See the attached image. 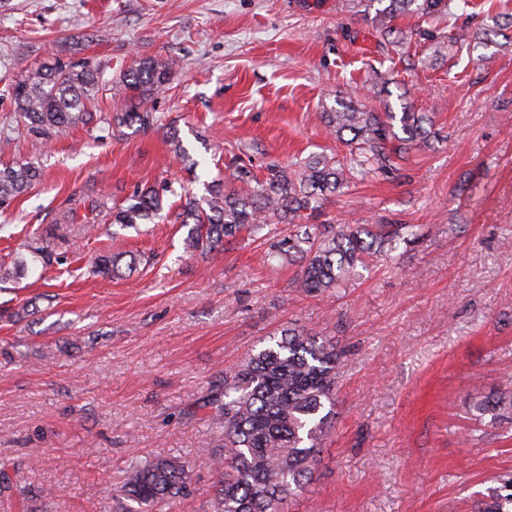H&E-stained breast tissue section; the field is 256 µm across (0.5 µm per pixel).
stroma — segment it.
I'll return each instance as SVG.
<instances>
[{
    "label": "stroma",
    "mask_w": 512,
    "mask_h": 512,
    "mask_svg": "<svg viewBox=\"0 0 512 512\" xmlns=\"http://www.w3.org/2000/svg\"><path fill=\"white\" fill-rule=\"evenodd\" d=\"M376 32L355 0H0V128L28 70L99 62L92 111L115 113V82L140 58L172 66L153 96L160 125L73 127L17 138L4 161L42 175L0 217V266H12L84 195L168 182L204 196L241 167L309 153L344 155L317 119L351 88L381 112L433 115L439 138L337 197L327 218L422 225L424 240L335 296L305 294L296 267L271 269L245 241L220 259L184 247L174 211L138 228L104 215L54 242L59 264L0 282V464L15 492L51 488L50 512H115L137 465L194 459L212 430L195 407L212 381L283 325L321 331L346 353L336 419L313 478L286 512H473L512 473V424L487 426L471 396L512 370V29L494 43L437 52ZM387 93L363 88L369 68ZM175 127L187 159L167 142ZM196 161L188 169L187 161ZM127 252L131 275L96 276L89 260Z\"/></svg>",
    "instance_id": "35a3bbf8"
}]
</instances>
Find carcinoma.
Instances as JSON below:
<instances>
[{"label": "carcinoma", "instance_id": "carcinoma-1", "mask_svg": "<svg viewBox=\"0 0 512 512\" xmlns=\"http://www.w3.org/2000/svg\"><path fill=\"white\" fill-rule=\"evenodd\" d=\"M384 4L376 9L377 32L404 43V33L393 27L399 17H415L428 25L421 36H433L430 27L443 17L458 18L468 0H369ZM171 68L152 58L141 59L117 82L131 106L123 112L94 118L88 103L99 90L100 64L89 60L59 63L39 69L12 84L8 95L23 120L24 130L52 140L77 125L93 121L112 127L146 129L160 121L148 106L164 87ZM320 118L330 135L347 152L336 159L312 153L286 165H277L264 180L238 170L229 179L208 186L204 203L183 196V223L194 224L185 240L190 249L222 253L225 245L246 235L270 242L267 262L296 264L297 287L310 295H331L361 276L373 261L387 259L399 245L412 248L422 239L418 224H309L302 219L321 215L326 202L369 177H389L397 171L395 158L431 146L436 138L433 119L408 106L402 112H374L358 107L352 97H340L325 106ZM41 177L32 162L0 167V210L5 212ZM246 180L250 187L230 182ZM167 187L136 189L120 206L110 197L91 200L93 212L107 213L112 223L126 228L151 221L162 210ZM286 224L282 231L272 224ZM33 260L48 267L55 253L42 242L28 246ZM123 253L98 256L94 271L122 274ZM342 353L323 336L297 325L279 331V337L260 351L224 372L201 401L215 431L196 458H160L128 475L126 493L132 505L126 512H155L170 500L188 496L196 459L206 460L216 475L209 512H285V505L311 480L318 456L336 412V380ZM505 390L472 398L476 420L512 423V375L504 377ZM13 481L0 468V505L17 512H37L25 500L11 499ZM474 512H512V474L486 489Z\"/></svg>", "mask_w": 512, "mask_h": 512}]
</instances>
